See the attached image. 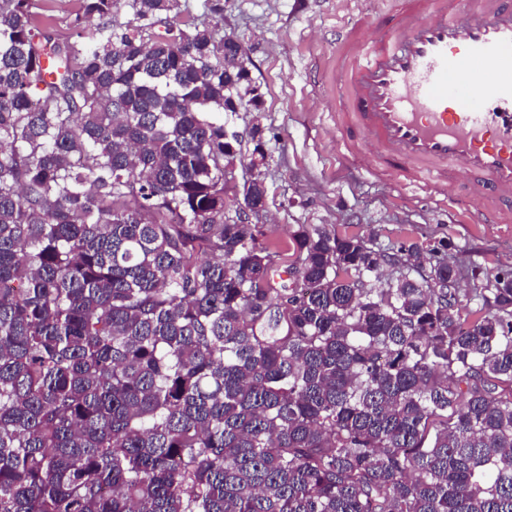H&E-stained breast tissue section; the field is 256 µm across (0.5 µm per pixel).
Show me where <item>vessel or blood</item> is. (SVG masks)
Masks as SVG:
<instances>
[{"mask_svg": "<svg viewBox=\"0 0 512 512\" xmlns=\"http://www.w3.org/2000/svg\"><path fill=\"white\" fill-rule=\"evenodd\" d=\"M340 120L351 146L440 194L465 171L495 213L512 210V0H408L345 26Z\"/></svg>", "mask_w": 512, "mask_h": 512, "instance_id": "vessel-or-blood-1", "label": "vessel or blood"}]
</instances>
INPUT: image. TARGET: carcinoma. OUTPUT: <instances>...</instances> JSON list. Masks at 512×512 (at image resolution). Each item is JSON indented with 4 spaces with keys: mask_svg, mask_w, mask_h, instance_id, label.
<instances>
[{
    "mask_svg": "<svg viewBox=\"0 0 512 512\" xmlns=\"http://www.w3.org/2000/svg\"><path fill=\"white\" fill-rule=\"evenodd\" d=\"M33 7L0 0V512H512V270L272 249L225 214L238 38ZM37 31L53 29L60 35L67 33L66 18L74 13L78 2L76 0H36Z\"/></svg>",
    "mask_w": 512,
    "mask_h": 512,
    "instance_id": "1",
    "label": "carcinoma"
}]
</instances>
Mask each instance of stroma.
<instances>
[{
  "label": "stroma",
  "instance_id": "stroma-1",
  "mask_svg": "<svg viewBox=\"0 0 512 512\" xmlns=\"http://www.w3.org/2000/svg\"><path fill=\"white\" fill-rule=\"evenodd\" d=\"M402 0H224L219 25L237 36L262 93L260 112H228L229 130L249 153L253 123L265 129L268 242L287 245L297 225L358 234L389 251L411 241L444 242L461 266L485 277L512 268V223L476 224L479 200L459 192L436 202L421 186L367 166L336 136V40L346 23L368 27L395 14Z\"/></svg>",
  "mask_w": 512,
  "mask_h": 512
}]
</instances>
